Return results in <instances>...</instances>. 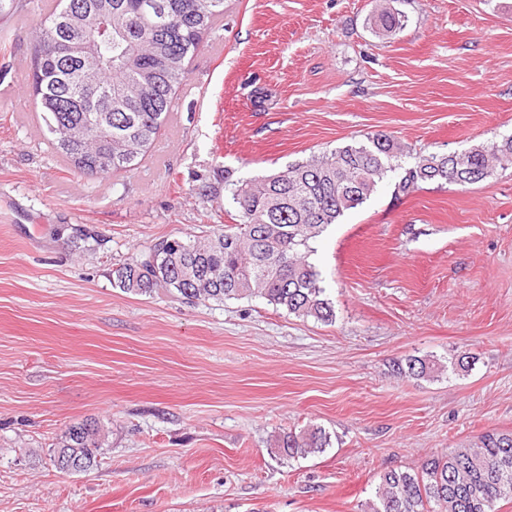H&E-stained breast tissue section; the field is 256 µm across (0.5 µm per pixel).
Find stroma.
<instances>
[{"instance_id": "stroma-1", "label": "stroma", "mask_w": 512, "mask_h": 512, "mask_svg": "<svg viewBox=\"0 0 512 512\" xmlns=\"http://www.w3.org/2000/svg\"><path fill=\"white\" fill-rule=\"evenodd\" d=\"M0 23V512H360L379 476L512 431V167L396 196L388 174L313 243L336 321L191 305L112 272L231 223L236 181L386 133L411 156L512 137V0H224L153 145L77 176L32 94L34 28ZM406 17L392 34L382 4ZM99 243L75 249L72 229ZM467 351V375L389 367ZM108 432L63 474L76 422ZM319 426L324 454L279 459ZM106 440L104 426L96 420L83 421L67 428L58 442L53 455L55 467L64 472L58 466V457L61 454L80 457L87 461L90 470L96 465L99 451L103 448ZM330 445V436L320 427L300 431L298 434L288 432L277 440L275 455L288 459L306 458L309 455L324 453Z\"/></svg>"}]
</instances>
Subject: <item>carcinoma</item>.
I'll return each instance as SVG.
<instances>
[{"label":"carcinoma","instance_id":"obj_1","mask_svg":"<svg viewBox=\"0 0 512 512\" xmlns=\"http://www.w3.org/2000/svg\"><path fill=\"white\" fill-rule=\"evenodd\" d=\"M96 12L92 33L74 16ZM224 0H54L36 25L35 42L52 51L34 61L32 92L51 144L74 174L130 170L156 139L187 62L198 50ZM378 28L402 27V14L378 15ZM112 108V129L92 130L90 153L80 143L54 136L57 123L86 121ZM404 146L378 133L277 173L235 184L236 223L203 240L163 239L113 271V286L150 295L162 288L186 302L261 298L299 318L333 323L336 313L309 261L314 241L345 212L375 193L389 172H399L394 192L408 196L424 182L474 184L498 167L512 166V137L461 153L419 155L402 164ZM475 357L449 363L408 356L391 365L397 378L430 379L452 369L467 372ZM106 440L104 426L83 421L67 428L55 448L96 465ZM330 436L320 427L288 432L274 454L288 459L325 452ZM512 500V431H494L478 443L432 455L416 470L380 474L362 512H496Z\"/></svg>","mask_w":512,"mask_h":512}]
</instances>
